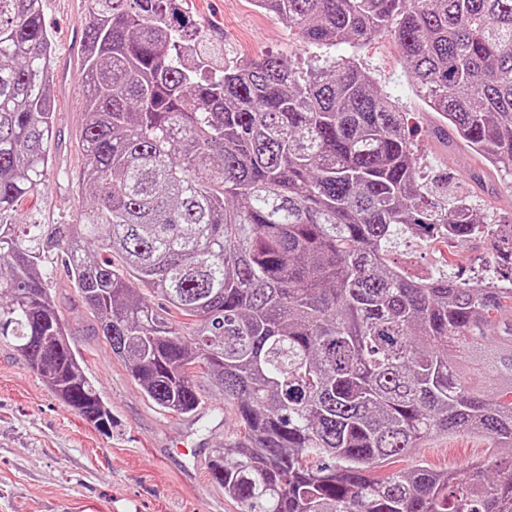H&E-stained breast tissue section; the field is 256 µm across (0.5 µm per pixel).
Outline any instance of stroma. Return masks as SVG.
Masks as SVG:
<instances>
[{
  "instance_id": "stroma-1",
  "label": "stroma",
  "mask_w": 512,
  "mask_h": 512,
  "mask_svg": "<svg viewBox=\"0 0 512 512\" xmlns=\"http://www.w3.org/2000/svg\"><path fill=\"white\" fill-rule=\"evenodd\" d=\"M209 46L223 50L225 65L269 55L307 68L320 53L356 55L383 93L399 98L409 117L410 139L420 174L437 196L469 197L478 212L512 220V174L489 171L484 190L471 188V170L481 160L436 134L437 122L413 93L391 35L358 50L342 45L328 50L301 42L275 16L250 0H187ZM44 20L55 37L52 94L54 126L60 133L56 162L80 171L87 153L79 139L86 89L81 69L65 55L82 43L90 22L84 0H42ZM82 205L72 190L46 179L27 197L21 212H40L53 224L71 222ZM457 253L459 266L473 273L479 261H491L489 243L466 242L411 247L401 244L392 260L423 274ZM55 303L82 352L86 370L112 409L114 425L105 435L58 400L40 376L12 348L0 345V512H240L209 474L215 448L235 431V415L223 396L212 394L205 416H176L160 411L131 379L125 364L91 336L92 318L65 272H58ZM486 440L474 436H431L403 467L417 462L445 468L484 452Z\"/></svg>"
}]
</instances>
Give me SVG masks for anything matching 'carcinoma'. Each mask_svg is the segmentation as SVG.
<instances>
[{
	"label": "carcinoma",
	"mask_w": 512,
	"mask_h": 512,
	"mask_svg": "<svg viewBox=\"0 0 512 512\" xmlns=\"http://www.w3.org/2000/svg\"><path fill=\"white\" fill-rule=\"evenodd\" d=\"M251 2L306 45L391 33L438 131L512 172V0ZM183 3L89 0L88 162L57 179L90 203L49 224L17 206L53 170L54 41L40 0H0V344L112 433L81 352L55 342L62 267L158 408L195 414L203 378L234 407L208 468L241 512H512V224L434 202L406 113L355 56L215 67ZM411 236L490 241L511 287L453 276L451 252L426 275L389 263ZM458 433L495 461L390 468Z\"/></svg>",
	"instance_id": "obj_1"
}]
</instances>
